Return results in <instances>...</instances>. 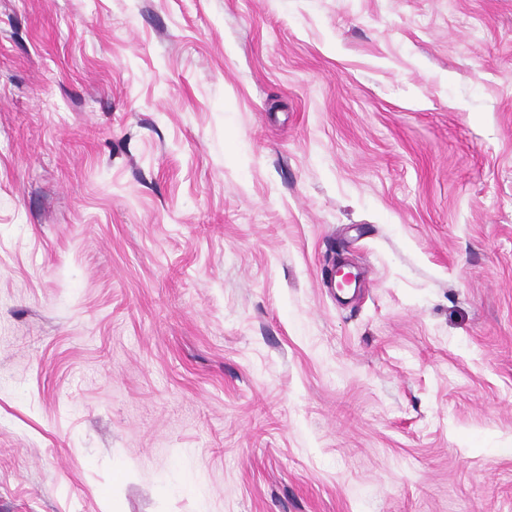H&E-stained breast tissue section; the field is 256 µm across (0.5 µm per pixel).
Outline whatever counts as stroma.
Instances as JSON below:
<instances>
[{
	"label": "stroma",
	"instance_id": "1",
	"mask_svg": "<svg viewBox=\"0 0 512 512\" xmlns=\"http://www.w3.org/2000/svg\"><path fill=\"white\" fill-rule=\"evenodd\" d=\"M0 512H512V0H0Z\"/></svg>",
	"mask_w": 512,
	"mask_h": 512
}]
</instances>
